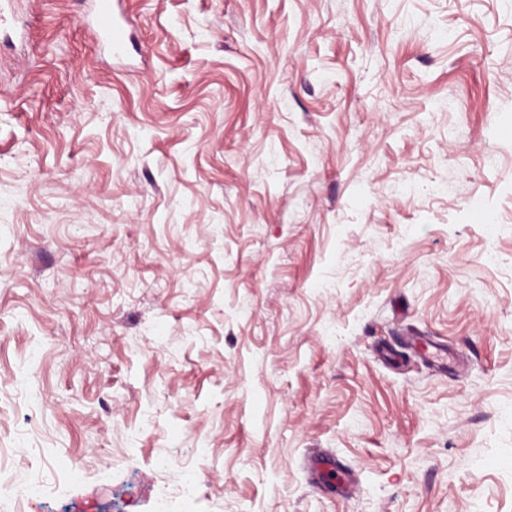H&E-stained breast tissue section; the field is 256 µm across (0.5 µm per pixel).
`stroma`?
Returning a JSON list of instances; mask_svg holds the SVG:
<instances>
[{
  "label": "stroma",
  "instance_id": "obj_1",
  "mask_svg": "<svg viewBox=\"0 0 512 512\" xmlns=\"http://www.w3.org/2000/svg\"><path fill=\"white\" fill-rule=\"evenodd\" d=\"M15 4L0 448L65 464L26 512L187 465L196 512H512V0H122L119 59Z\"/></svg>",
  "mask_w": 512,
  "mask_h": 512
}]
</instances>
